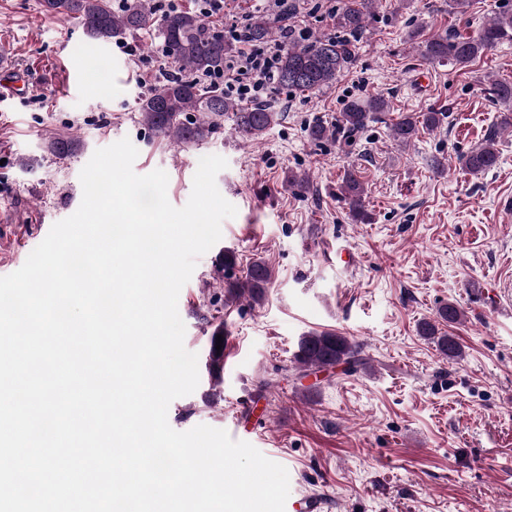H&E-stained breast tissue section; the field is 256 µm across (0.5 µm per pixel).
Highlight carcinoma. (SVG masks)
<instances>
[{
    "instance_id": "obj_1",
    "label": "carcinoma",
    "mask_w": 512,
    "mask_h": 512,
    "mask_svg": "<svg viewBox=\"0 0 512 512\" xmlns=\"http://www.w3.org/2000/svg\"><path fill=\"white\" fill-rule=\"evenodd\" d=\"M379 2L339 0L336 12L331 16L335 34L289 37L277 68V87L316 93L333 85L337 77L354 64L359 45L369 33V19ZM40 7L48 15L76 21L85 38L91 42L108 44L151 30L157 32L174 73L158 80L154 87L138 98L136 106L140 123L157 138L185 147L197 146L224 127V116L229 114L240 137L257 140L280 121L279 112L267 105L245 106L225 97L221 87L193 79L195 74H223L225 62L237 51V46L225 40L224 35L215 31L197 11L178 8L162 15L156 11L154 0H127L120 9L112 7V0H40ZM276 35V23L271 19L258 16L250 24V36L256 42L268 41ZM504 42H512V7L506 6L493 14L472 36L431 35L424 40L422 58L464 68ZM491 94L503 107L500 125L512 128V82L493 81ZM390 109L389 101L380 95L355 98L339 113L335 124L316 122L308 128V136L313 141L341 137L349 144L380 113ZM445 118V112L433 108L417 115L402 114L391 124V133L394 140L407 145L418 138L420 130L433 131ZM50 148L57 154L72 155L79 150L80 141L62 138L52 141ZM498 161L495 130L489 132L480 146L459 157L461 165L472 174L489 171ZM341 199L354 219L368 220L365 188L353 168L345 170L342 177ZM272 277L270 267L255 260L241 279L228 286L227 296L232 300L243 297L258 304L264 299ZM462 316L463 312L452 302L438 311V318L450 325L459 323ZM419 333L434 341L448 360L456 361L463 356L458 338L439 334L435 323L421 322ZM219 335H224L222 323L212 332L206 360L208 373L217 383L224 377V354L216 350ZM293 359L295 368L303 376L340 364L346 365L350 372L365 365L360 345L333 331L311 332L302 336Z\"/></svg>"
}]
</instances>
